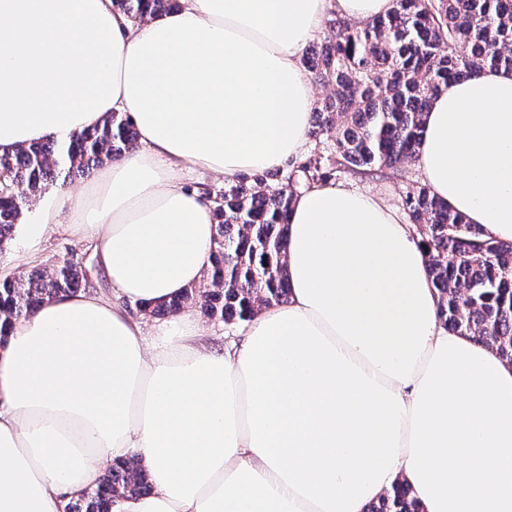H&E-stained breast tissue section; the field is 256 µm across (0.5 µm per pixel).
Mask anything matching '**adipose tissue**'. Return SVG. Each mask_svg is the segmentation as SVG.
<instances>
[{"mask_svg": "<svg viewBox=\"0 0 512 512\" xmlns=\"http://www.w3.org/2000/svg\"><path fill=\"white\" fill-rule=\"evenodd\" d=\"M139 24L112 0H0V153L128 113L139 147L24 228L89 240L106 290L43 302L0 341V512H64L113 462L152 492L113 512H365L395 483L421 512H512V362L439 320L427 253L373 195L291 203L287 303L238 341L191 313L145 332L128 304L198 284L213 209L180 182L284 166L306 150L300 58L328 15L392 0H180ZM418 165L487 237L512 241V72L451 85Z\"/></svg>", "mask_w": 512, "mask_h": 512, "instance_id": "ef3b65f1", "label": "adipose tissue"}]
</instances>
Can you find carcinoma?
Listing matches in <instances>:
<instances>
[{
  "label": "carcinoma",
  "mask_w": 512,
  "mask_h": 512,
  "mask_svg": "<svg viewBox=\"0 0 512 512\" xmlns=\"http://www.w3.org/2000/svg\"><path fill=\"white\" fill-rule=\"evenodd\" d=\"M132 22L179 8L178 0H113ZM321 52L305 60L330 94L313 113L314 156L284 168L238 177L214 193L216 233L202 283L167 301L138 309L146 317L197 307L211 320L238 324L268 305L288 302L285 256L288 213L300 189L338 172L373 176L389 169L405 176L416 161L427 111L448 85L487 68L512 69V0H393L384 16L355 24L333 17ZM336 132L330 154L323 137ZM129 115L111 112L101 124L60 143L49 137L0 155V254L23 212L55 175L102 166L136 148ZM401 204L428 253L429 275L443 325L497 348L512 362V242L484 238L481 227L413 186ZM92 287L86 267L67 259L18 278L0 279V337L41 302ZM151 486L140 467L113 464L96 486L64 512H112L125 494ZM366 512H420L400 483Z\"/></svg>",
  "instance_id": "obj_1"
}]
</instances>
